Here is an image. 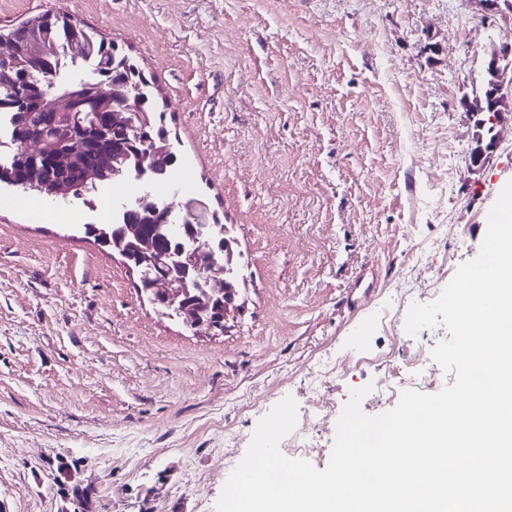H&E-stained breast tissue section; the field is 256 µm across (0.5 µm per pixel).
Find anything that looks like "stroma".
Returning <instances> with one entry per match:
<instances>
[{"label":"stroma","instance_id":"35a3bbf8","mask_svg":"<svg viewBox=\"0 0 512 512\" xmlns=\"http://www.w3.org/2000/svg\"><path fill=\"white\" fill-rule=\"evenodd\" d=\"M133 55L179 137L171 176L216 211L238 254L218 334L162 316L139 274L85 227L75 199L40 216L0 190V512H215L260 419L285 397L329 463L352 391L376 416L392 373L434 394L421 360L444 325L408 335L474 259L512 181V96L472 165L473 100L512 14L481 0H0V26L45 11ZM416 290L401 302L404 281ZM383 308L397 322L359 336ZM362 347L367 359L338 360ZM336 363L328 371L326 362ZM329 403L326 418L310 416Z\"/></svg>","mask_w":512,"mask_h":512}]
</instances>
